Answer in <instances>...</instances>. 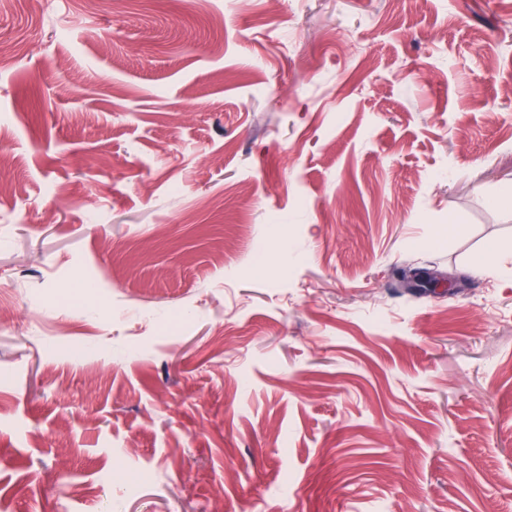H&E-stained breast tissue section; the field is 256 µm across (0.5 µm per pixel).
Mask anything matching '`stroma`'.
I'll return each instance as SVG.
<instances>
[{"mask_svg":"<svg viewBox=\"0 0 512 512\" xmlns=\"http://www.w3.org/2000/svg\"><path fill=\"white\" fill-rule=\"evenodd\" d=\"M0 144V512H512V0H0Z\"/></svg>","mask_w":512,"mask_h":512,"instance_id":"1","label":"stroma"}]
</instances>
